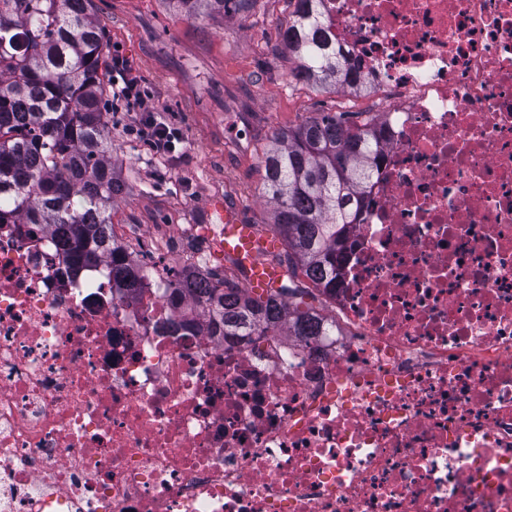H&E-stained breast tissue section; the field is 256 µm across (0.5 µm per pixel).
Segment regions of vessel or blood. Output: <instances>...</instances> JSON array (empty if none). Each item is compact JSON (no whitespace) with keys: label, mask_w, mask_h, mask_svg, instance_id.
Wrapping results in <instances>:
<instances>
[{"label":"vessel or blood","mask_w":512,"mask_h":512,"mask_svg":"<svg viewBox=\"0 0 512 512\" xmlns=\"http://www.w3.org/2000/svg\"><path fill=\"white\" fill-rule=\"evenodd\" d=\"M211 209L218 214L222 224L220 253L238 262L255 291L276 287L280 270L263 259L264 253L272 247L271 242L258 235L253 224L235 210L225 207L223 202H214Z\"/></svg>","instance_id":"obj_1"}]
</instances>
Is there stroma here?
Instances as JSON below:
<instances>
[{
	"instance_id": "obj_1",
	"label": "stroma",
	"mask_w": 512,
	"mask_h": 512,
	"mask_svg": "<svg viewBox=\"0 0 512 512\" xmlns=\"http://www.w3.org/2000/svg\"><path fill=\"white\" fill-rule=\"evenodd\" d=\"M290 12L287 0H254L246 13L203 7L187 20L174 0H93L107 53L133 62L185 140L177 158L156 156L129 134L130 117L107 115L124 186L113 223L202 224L221 199L273 237L262 156L277 136L337 109L332 90L292 84L297 62L281 38Z\"/></svg>"
}]
</instances>
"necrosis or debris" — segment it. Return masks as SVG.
<instances>
[{
	"mask_svg": "<svg viewBox=\"0 0 512 512\" xmlns=\"http://www.w3.org/2000/svg\"><path fill=\"white\" fill-rule=\"evenodd\" d=\"M383 137L329 336L210 335L0 225V512H512V0H318Z\"/></svg>",
	"mask_w": 512,
	"mask_h": 512,
	"instance_id": "4bbe7bcc",
	"label": "necrosis or debris"
}]
</instances>
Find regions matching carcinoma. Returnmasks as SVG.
I'll use <instances>...</instances> for the list:
<instances>
[{
    "label": "carcinoma",
    "instance_id": "obj_1",
    "mask_svg": "<svg viewBox=\"0 0 512 512\" xmlns=\"http://www.w3.org/2000/svg\"><path fill=\"white\" fill-rule=\"evenodd\" d=\"M93 0H0V224H41L58 236L78 264L103 258L112 276L131 288L140 277L113 243L112 202L122 192L112 167V136L104 121L108 66ZM317 0H288L295 23L283 44L298 61L300 80L338 84L344 68ZM183 16L201 5L219 14L243 10L251 0H176ZM265 154L263 194L274 208V229L288 247L284 283L265 296L247 294L229 281L207 293L222 336H250L285 320L302 336L319 332L315 299L290 283L302 274L336 282V248L355 223L370 176L378 135L345 113L323 112ZM200 273L174 275L169 290L182 302Z\"/></svg>",
    "mask_w": 512,
    "mask_h": 512
}]
</instances>
